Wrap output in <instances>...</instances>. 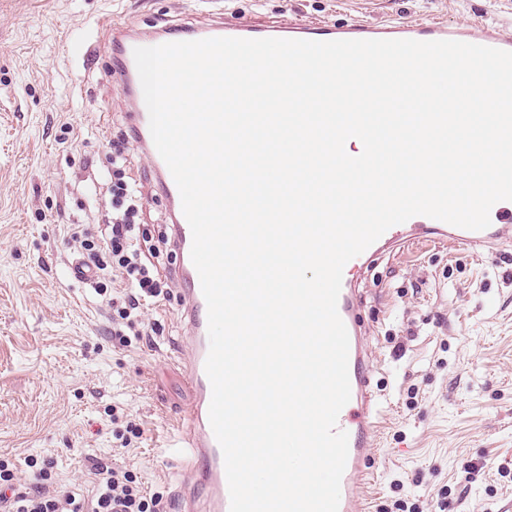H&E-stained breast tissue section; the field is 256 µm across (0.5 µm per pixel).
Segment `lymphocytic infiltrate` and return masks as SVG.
Listing matches in <instances>:
<instances>
[{"label": "lymphocytic infiltrate", "mask_w": 512, "mask_h": 512, "mask_svg": "<svg viewBox=\"0 0 512 512\" xmlns=\"http://www.w3.org/2000/svg\"><path fill=\"white\" fill-rule=\"evenodd\" d=\"M131 141L124 128L113 127L107 139L112 148V173L104 212L97 223L71 225L69 236L74 258L89 273V287L101 296L122 288V296L112 300L110 321L113 338L124 346L131 343L129 333L143 307L167 296L170 288L158 268L160 257L170 247L166 233H159L148 248L138 243L143 203L130 174ZM94 476L97 492L89 500L50 490L52 474L45 467L39 469L33 488L19 492L13 468L0 461V502H8L7 512H161L160 498L147 495L132 471L100 464Z\"/></svg>", "instance_id": "1"}]
</instances>
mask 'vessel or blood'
<instances>
[{"mask_svg":"<svg viewBox=\"0 0 512 512\" xmlns=\"http://www.w3.org/2000/svg\"><path fill=\"white\" fill-rule=\"evenodd\" d=\"M210 19L191 25H169L133 31L124 24L104 18L103 26L120 49L119 88L134 104L129 121L146 151L161 190L169 202L170 241L177 262L171 269L180 285V318L189 334L184 340L187 356L183 370L192 402L183 421L177 423L173 446L186 471L204 488L203 495L185 491L183 512H230V496L224 457L209 420L212 387L205 371L209 352L207 304L190 251L192 233L183 214L180 193L150 132L149 113L140 87L133 51L168 42L194 41L214 37L244 39L283 38L314 41L351 39H414L419 41L458 40L505 51H512V35L477 22L467 27L435 20L429 23L356 24L336 27L256 28L245 22L225 18L223 0H213ZM491 223L483 230H468L424 215H417L389 228L363 253L348 261L343 269L338 312L349 336V379L351 398L338 416L337 427L349 435V452L341 479L338 512H367L368 488L379 479L380 458L373 453L382 404L372 384L374 368L370 330L360 315L363 304L362 282L378 259L410 245L448 244L480 249L512 239V201L496 203L490 211Z\"/></svg>","mask_w":512,"mask_h":512,"instance_id":"b4317fda","label":"vessel or blood"}]
</instances>
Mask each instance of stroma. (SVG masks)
I'll return each mask as SVG.
<instances>
[{
	"label": "stroma",
	"instance_id": "1",
	"mask_svg": "<svg viewBox=\"0 0 512 512\" xmlns=\"http://www.w3.org/2000/svg\"><path fill=\"white\" fill-rule=\"evenodd\" d=\"M270 22L486 20L512 31V0H226ZM144 30L206 21L199 0H0V460L33 485L34 458L62 491L92 496L94 464L139 477L165 512L186 479L165 443L190 392L178 352L179 286L144 308L149 335L122 347L106 299L67 275L69 226L94 223L108 179L105 130L127 125L116 53L101 17ZM95 44L85 60L69 44ZM73 140L61 143L63 126ZM147 236L169 222L141 144L129 156ZM360 310L387 413L370 512H512V246L496 253L413 246L378 260ZM119 410L111 419L108 408ZM142 431L119 447L116 430Z\"/></svg>",
	"mask_w": 512,
	"mask_h": 512
}]
</instances>
